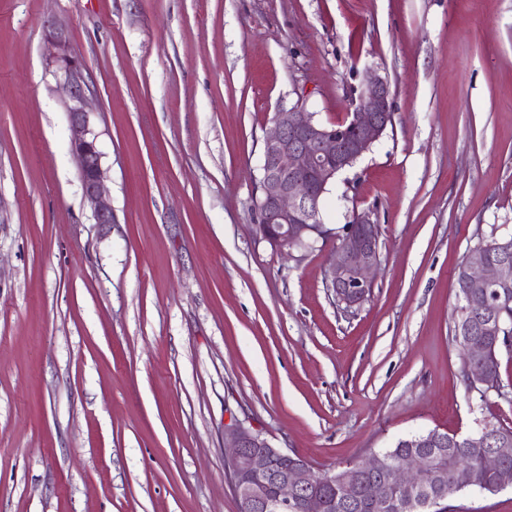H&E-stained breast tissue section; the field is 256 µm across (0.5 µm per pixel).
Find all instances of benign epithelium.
Listing matches in <instances>:
<instances>
[{
    "instance_id": "benign-epithelium-1",
    "label": "benign epithelium",
    "mask_w": 512,
    "mask_h": 512,
    "mask_svg": "<svg viewBox=\"0 0 512 512\" xmlns=\"http://www.w3.org/2000/svg\"><path fill=\"white\" fill-rule=\"evenodd\" d=\"M51 47L47 65L62 87V104L68 117L69 143L79 166V179L96 223H112V207L106 201L102 153L98 134L90 123V87L83 60L70 47L66 31L47 28ZM390 89L375 75L365 77L354 111L340 127L331 129L314 120L306 99L274 117V128L264 139L260 165V194L255 198L257 223L250 234L273 248L290 252L330 235L320 214V203L336 177L352 167L392 124ZM379 225L368 212L353 213L328 264L326 280L336 301L348 308L362 304L371 294L380 266ZM488 248L500 254L494 260L482 249L464 258V282L483 291L482 334L496 344L508 334L499 316L502 301L512 297V243L494 239ZM461 364L470 390L486 386L481 369L486 346L461 343ZM480 448L465 475L449 478L438 471L428 448H444L448 442ZM225 474L239 504V512H328L329 497L317 489L319 476L295 451L274 446L261 432L236 421L224 426ZM412 450L397 457L373 454L328 472L327 482L345 493L354 491L353 471L362 469L381 481V493L366 501L369 512H390L398 506L410 512L417 496L432 509L449 510V502L463 488L480 494L512 487V438L488 423L478 433L448 437L437 432L410 443ZM494 482L487 484L482 476Z\"/></svg>"
}]
</instances>
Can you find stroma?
Instances as JSON below:
<instances>
[{
    "mask_svg": "<svg viewBox=\"0 0 512 512\" xmlns=\"http://www.w3.org/2000/svg\"><path fill=\"white\" fill-rule=\"evenodd\" d=\"M63 25L95 90L96 223L46 69ZM394 121L324 197L331 238L249 233L264 138L305 96ZM370 297L326 283L353 212ZM512 235V0H0V512H238L235 417L318 471L436 429L512 426L467 391L456 270Z\"/></svg>",
    "mask_w": 512,
    "mask_h": 512,
    "instance_id": "35a3bbf8",
    "label": "stroma"
}]
</instances>
